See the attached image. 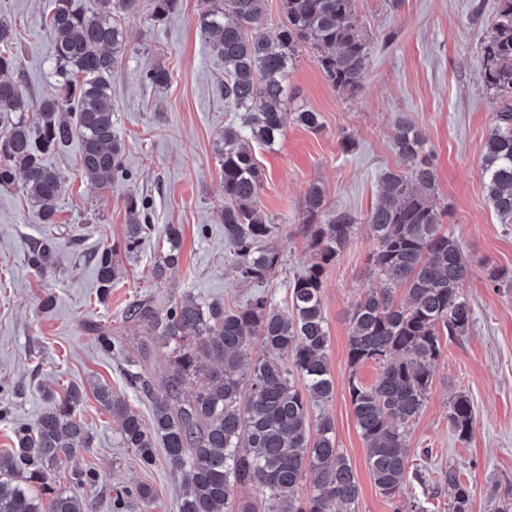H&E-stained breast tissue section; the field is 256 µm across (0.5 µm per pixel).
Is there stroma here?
I'll return each mask as SVG.
<instances>
[{
  "label": "stroma",
  "instance_id": "stroma-1",
  "mask_svg": "<svg viewBox=\"0 0 512 512\" xmlns=\"http://www.w3.org/2000/svg\"><path fill=\"white\" fill-rule=\"evenodd\" d=\"M499 0H405L390 11L386 0H356L363 30L373 45L371 63L355 95L337 91L325 79L310 49H303L288 73L293 92L287 111L318 112L322 126L310 131L287 123L280 141L253 154L266 178L258 206L278 225L271 246L283 263L265 286L274 303L284 305L286 286L313 262L298 234L308 183L319 182L332 209L358 216L350 246L324 277V309L329 329L328 362L336 382L333 399L320 406L331 418L336 443L360 484L358 512H394L370 478L365 447L355 423L348 378L372 383L378 367L348 365V313L365 289L376 288L369 262L375 242L365 218L380 191V176L396 168L395 124L404 118L426 136L425 149L437 174L436 202L447 205L449 226L471 262L464 285L474 318L466 336L449 342L433 368L432 384L408 435L410 464L424 481L410 480L401 497L419 500L427 512H448V497L436 484L454 470L473 488L470 512H494L499 498L512 493V223H503L481 190L484 141L497 109L483 82L477 43L498 12ZM202 0H181L177 15L160 26L146 14L123 18L132 36L149 43L146 54H130L112 82L114 120L124 142L126 175L107 189L95 185L79 167V142L43 158L57 170L65 190L56 221L40 223L21 182L0 188V451L14 445V426L34 423L47 392L62 393L69 383H102L125 391L142 416L147 402L130 391L112 353L102 350L93 327L112 329L133 346L141 329L123 321L133 302L151 295L194 297L233 308L254 289L224 273V198L216 143L233 117L220 92L223 63L210 56L197 26ZM52 0H0V16L11 20L18 42V65L32 98L53 92L58 77L44 17ZM161 64L172 73L163 89L145 87L140 72ZM354 142L343 152L342 138ZM148 199L155 229L131 257L107 298H100L96 254L104 247L123 250L128 196ZM179 228V263L164 284L152 268L169 245L163 225ZM50 236L59 247L51 266L36 268L28 257ZM502 274L492 283L489 270ZM471 400L476 418L471 434L459 439L448 425V405L458 394ZM93 438L78 454L77 466L98 470L100 483L75 481L70 470L56 472L54 493L87 502L91 512H112L117 491L153 487L156 512H177L176 482L167 469L145 468L123 447L119 424L94 395L83 410Z\"/></svg>",
  "mask_w": 512,
  "mask_h": 512
}]
</instances>
